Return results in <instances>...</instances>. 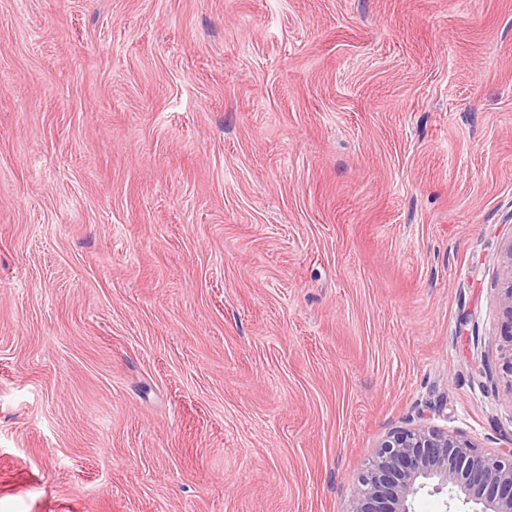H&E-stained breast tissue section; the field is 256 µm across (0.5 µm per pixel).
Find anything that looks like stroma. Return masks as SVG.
<instances>
[{
    "label": "stroma",
    "instance_id": "stroma-1",
    "mask_svg": "<svg viewBox=\"0 0 512 512\" xmlns=\"http://www.w3.org/2000/svg\"><path fill=\"white\" fill-rule=\"evenodd\" d=\"M512 0H0V512H346L512 448ZM500 257L501 273L496 288L503 318L500 336H503L504 343L500 346V360L501 370L507 378L506 383L512 396V238L502 244ZM472 512H512V448L485 453L469 439L418 424L390 433L357 477L346 512H412L427 485Z\"/></svg>",
    "mask_w": 512,
    "mask_h": 512
}]
</instances>
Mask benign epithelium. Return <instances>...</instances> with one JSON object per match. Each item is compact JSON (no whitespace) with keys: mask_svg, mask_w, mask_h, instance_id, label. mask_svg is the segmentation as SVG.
Listing matches in <instances>:
<instances>
[{"mask_svg":"<svg viewBox=\"0 0 512 512\" xmlns=\"http://www.w3.org/2000/svg\"><path fill=\"white\" fill-rule=\"evenodd\" d=\"M501 370L512 394V238L500 249ZM431 485L473 512H512V448L485 453L469 439L418 424L390 433L357 477L347 512H412V498Z\"/></svg>","mask_w":512,"mask_h":512,"instance_id":"benign-epithelium-1","label":"benign epithelium"}]
</instances>
